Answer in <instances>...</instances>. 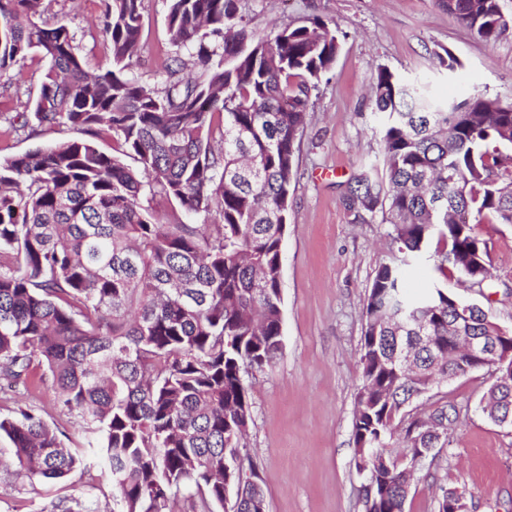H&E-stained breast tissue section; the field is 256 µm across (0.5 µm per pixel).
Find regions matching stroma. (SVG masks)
<instances>
[{"label": "stroma", "instance_id": "1", "mask_svg": "<svg viewBox=\"0 0 512 512\" xmlns=\"http://www.w3.org/2000/svg\"><path fill=\"white\" fill-rule=\"evenodd\" d=\"M102 9V0H79L74 7L53 0L49 8L66 12L93 70L111 60L96 26ZM240 11L258 37L319 17L336 23L342 41L333 69L311 95L300 138L282 245L284 348L272 367L244 375L251 420L243 453L264 489L267 512H363L359 489L367 476L356 468L353 435L363 308L379 264L396 251L390 224L354 215L344 201L354 175L383 167L370 85L385 67L428 83L442 99L477 90L512 103V34L485 43L441 0H240ZM166 12V0H144L134 71L151 85L173 51ZM445 48L462 62L464 82L440 66L436 54ZM5 125L0 118V158L77 135L67 126L8 133ZM475 232L486 241L492 265L482 289L468 288L456 273L442 275L427 262L410 269L406 286L413 293L446 289L512 329V224L483 223ZM489 383L485 372L463 374L410 405L411 413H428L451 401L462 411L447 445L424 461L427 476L413 483L406 512H437L443 489L461 486L472 512H512V429L481 413L479 400ZM89 494L99 506H112L107 471L78 469L60 483L0 471V512H60Z\"/></svg>", "mask_w": 512, "mask_h": 512}]
</instances>
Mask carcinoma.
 <instances>
[{
    "instance_id": "1",
    "label": "carcinoma",
    "mask_w": 512,
    "mask_h": 512,
    "mask_svg": "<svg viewBox=\"0 0 512 512\" xmlns=\"http://www.w3.org/2000/svg\"><path fill=\"white\" fill-rule=\"evenodd\" d=\"M45 0H0V80L45 61L12 129L68 126L80 139L0 160V376L18 393L49 388L77 416L112 476L123 512H170L183 490L202 508L266 512L246 476L250 415L242 373L283 349L282 241L297 140L310 96L341 50L320 18L250 34L238 0H168L174 51L154 86L132 73L144 0H103L111 64L88 70L65 18L39 23ZM480 40L512 33L500 0H443ZM384 115L386 178L364 170L346 204L382 211L398 255L376 270L363 309V385L353 433L364 512H405L412 477L448 441L459 408L404 410L448 376L455 298L411 297L406 267L433 236V266L479 285L486 242L474 227L512 224V103L473 92L439 102L387 68L370 87ZM112 138V151L98 140ZM177 205L161 222L150 202ZM465 334L509 342L483 307ZM512 414V378L481 398ZM13 464L57 480L91 462L32 406L0 415Z\"/></svg>"
}]
</instances>
